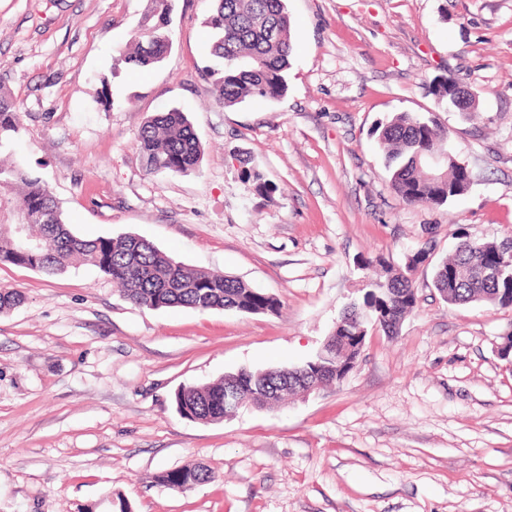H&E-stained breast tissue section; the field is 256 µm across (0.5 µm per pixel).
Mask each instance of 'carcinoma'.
Here are the masks:
<instances>
[{
    "instance_id": "carcinoma-1",
    "label": "carcinoma",
    "mask_w": 512,
    "mask_h": 512,
    "mask_svg": "<svg viewBox=\"0 0 512 512\" xmlns=\"http://www.w3.org/2000/svg\"><path fill=\"white\" fill-rule=\"evenodd\" d=\"M214 7L204 19L210 33V56L216 66L206 67L214 78L217 101L230 108L250 99H280L288 89L287 75L293 52V33L287 0H213ZM152 14L133 35L132 51L119 61L140 68L160 63L170 46L166 30L169 0H152ZM21 129L19 108L0 92V148L10 144ZM378 140L386 157L394 193L407 205L430 202L444 205L464 195L470 175L459 165L455 154L434 170L425 163L427 154L448 150V128L433 113L420 116L409 112L393 115L377 126ZM136 142L151 173L184 174L199 168L202 145L184 113L170 109L150 117L139 129ZM241 175L256 182L258 190H268L259 172L247 158L239 159ZM16 208L28 224L26 235L41 241L45 249L32 252L10 224H0V263L38 271L47 276L71 268L92 266L109 277L132 303L157 309L184 307L199 311L236 310L247 314L277 313L279 301L250 288L237 277L192 269L162 252L139 236H99L84 239L72 232L48 186L26 170L23 164H0V205ZM512 237L499 241L462 238L449 257L437 267L434 287L446 301L466 304L483 301L507 308L512 305V268L489 284L477 269L500 261L502 248ZM362 303H353L342 312L334 335L361 336L360 323L350 314L368 311L372 322L394 335L402 318L417 303L413 280L408 273L367 284ZM318 359L289 369L242 368L239 394L249 403L278 405L298 392L285 386L271 394L264 382L289 378L316 370ZM224 382L189 385L175 395L177 412L184 418L206 419L224 416ZM212 479L203 466L168 471L160 481L176 490H188Z\"/></svg>"
}]
</instances>
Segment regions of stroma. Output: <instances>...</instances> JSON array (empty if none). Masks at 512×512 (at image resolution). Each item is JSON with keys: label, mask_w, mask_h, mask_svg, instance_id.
Returning <instances> with one entry per match:
<instances>
[{"label": "stroma", "mask_w": 512, "mask_h": 512, "mask_svg": "<svg viewBox=\"0 0 512 512\" xmlns=\"http://www.w3.org/2000/svg\"><path fill=\"white\" fill-rule=\"evenodd\" d=\"M162 63H119L151 0H0V90L39 176L80 237L139 235L177 261L239 277L276 314L149 309L91 267L52 277L0 263V512H512V308L455 305L433 286L460 235H512V0H288V90L216 102L203 20L171 0ZM478 95L449 109L440 82ZM177 109L199 170L147 172L136 134ZM436 113L466 165L458 200L407 205L373 133ZM272 186L240 176L238 153ZM424 254L396 335L370 330L341 382L217 424L174 393L322 352L369 279ZM201 465L179 491L160 474Z\"/></svg>", "instance_id": "stroma-1"}]
</instances>
